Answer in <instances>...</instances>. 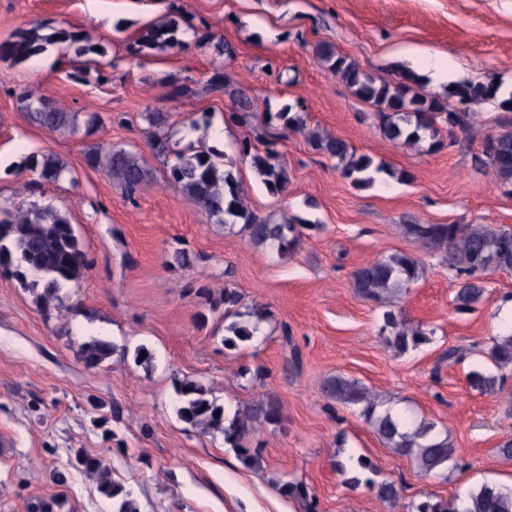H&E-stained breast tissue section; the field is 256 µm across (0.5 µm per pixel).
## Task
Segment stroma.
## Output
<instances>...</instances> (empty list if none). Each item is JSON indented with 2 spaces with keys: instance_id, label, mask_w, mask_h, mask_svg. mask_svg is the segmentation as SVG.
Returning a JSON list of instances; mask_svg holds the SVG:
<instances>
[{
  "instance_id": "35a3bbf8",
  "label": "stroma",
  "mask_w": 512,
  "mask_h": 512,
  "mask_svg": "<svg viewBox=\"0 0 512 512\" xmlns=\"http://www.w3.org/2000/svg\"><path fill=\"white\" fill-rule=\"evenodd\" d=\"M183 20V47L135 53L133 34ZM90 32L107 48V64L70 78L51 47L22 64L0 60V204L51 205L68 212L89 263L83 279L49 310L34 292L0 273V512H112L95 481L76 465L82 450L101 458L130 489L140 512H405L425 495L512 479V458L498 454L512 438V368L491 394L468 389L467 372L502 334L499 312L512 302V271L488 273V292L470 313L453 303L457 281L440 252L423 248L409 224H486L512 229V186L481 166L486 136L505 130L512 110L472 105V128L454 146L430 153L385 139L376 109L355 97L321 64L319 44L386 79L405 69L407 48L446 58L449 82L494 80L512 88V0H0V42L30 22ZM228 46L218 53L217 44ZM246 89L253 122L228 118L235 107L212 83ZM192 87L174 98L173 86ZM34 91L69 112H96L102 127L63 135L28 121L23 97ZM303 113L308 130L336 135L357 153L407 172L355 185L337 162L312 150L305 132H287L276 148L288 170L284 195L270 194L249 159L234 155L247 138L264 147L267 113ZM165 112L174 151L198 150L215 133L256 214L298 218L302 240L288 257L254 247L192 205L167 183V165L150 146L147 112ZM207 118V127L191 121ZM106 143L137 151L149 171L134 198L86 154ZM53 153L68 169L57 182L20 172L27 154ZM184 252L187 263L174 259ZM420 258L425 273L393 303L430 341L396 354L382 331L386 308L358 297L353 271L394 253ZM243 305L267 307L260 340L228 349L224 324L209 302L223 287ZM97 337L125 351L95 369L81 353ZM464 348L457 364L443 358ZM148 364H140L138 352ZM342 375L388 403H401L448 431L460 465L422 476L384 447L360 415L328 399L323 381ZM195 380L232 410L274 395L281 419L258 425L247 445L262 459L244 467L219 433L179 421L177 385ZM361 458L358 486L336 465ZM301 480L311 496H284L280 482ZM394 482L396 504L382 502L371 481ZM315 509H308V502Z\"/></svg>"
}]
</instances>
